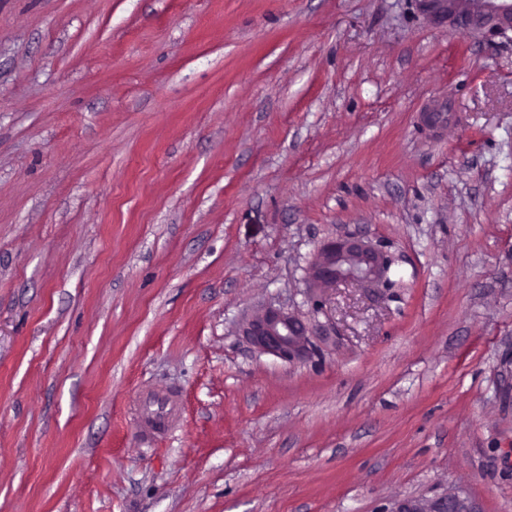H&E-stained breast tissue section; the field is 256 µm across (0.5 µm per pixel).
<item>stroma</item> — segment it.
I'll list each match as a JSON object with an SVG mask.
<instances>
[{"mask_svg":"<svg viewBox=\"0 0 512 512\" xmlns=\"http://www.w3.org/2000/svg\"><path fill=\"white\" fill-rule=\"evenodd\" d=\"M343 233L391 285L318 313ZM269 305L314 356L246 342ZM452 492L512 512V41L414 0H0V512ZM390 257L385 248L353 235L324 242L306 269L310 290L332 288L338 283L354 282L369 288L386 278ZM153 404L158 406L157 410H149L151 406L150 402L145 408L148 417V422H144L146 434H154L169 426V424L174 421L178 406L177 400L172 395H168L167 403L162 399H157L153 400ZM167 406H169V410H166Z\"/></svg>","mask_w":512,"mask_h":512,"instance_id":"1","label":"stroma"}]
</instances>
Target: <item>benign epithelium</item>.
Returning a JSON list of instances; mask_svg holds the SVG:
<instances>
[{"mask_svg":"<svg viewBox=\"0 0 512 512\" xmlns=\"http://www.w3.org/2000/svg\"><path fill=\"white\" fill-rule=\"evenodd\" d=\"M432 19H448L451 28L470 34L485 30L501 36L512 31V0H416ZM390 257L385 248L358 236L345 235L324 242L306 269L309 289L324 290L354 282L369 288L386 278ZM243 336L261 353L293 362L308 357L313 342L306 323L282 308H267L245 322ZM389 512H478L466 496L450 493L435 500L399 501Z\"/></svg>","mask_w":512,"mask_h":512,"instance_id":"benign-epithelium-1","label":"benign epithelium"}]
</instances>
